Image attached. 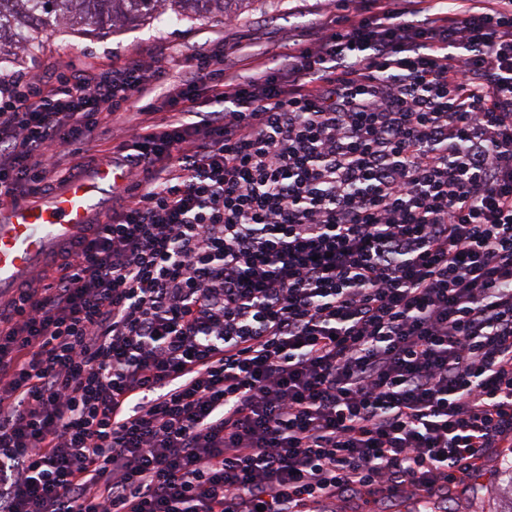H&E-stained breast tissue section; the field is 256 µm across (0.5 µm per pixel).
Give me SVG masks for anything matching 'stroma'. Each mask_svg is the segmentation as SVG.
I'll list each match as a JSON object with an SVG mask.
<instances>
[{"label":"stroma","instance_id":"obj_1","mask_svg":"<svg viewBox=\"0 0 512 512\" xmlns=\"http://www.w3.org/2000/svg\"><path fill=\"white\" fill-rule=\"evenodd\" d=\"M360 0L339 5L337 0H254L246 12L229 18L162 16L117 31L102 30L90 37L46 31L40 52L16 67V74L47 80L56 75L86 70L118 72L127 67L176 55L189 58L207 50L224 57L226 76L245 82L257 76L253 59L226 51L235 42L273 63L288 41L311 43L338 17L354 15ZM512 458L511 448H496L479 471L458 478L451 486L446 507L436 512H500L506 483L501 468Z\"/></svg>","mask_w":512,"mask_h":512}]
</instances>
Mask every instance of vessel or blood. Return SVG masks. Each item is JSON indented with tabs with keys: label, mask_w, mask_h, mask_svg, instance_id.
<instances>
[{
	"label": "vessel or blood",
	"mask_w": 512,
	"mask_h": 512,
	"mask_svg": "<svg viewBox=\"0 0 512 512\" xmlns=\"http://www.w3.org/2000/svg\"><path fill=\"white\" fill-rule=\"evenodd\" d=\"M124 164L98 162L44 200L0 213V299L11 294L103 211V203L127 176Z\"/></svg>",
	"instance_id": "obj_1"
}]
</instances>
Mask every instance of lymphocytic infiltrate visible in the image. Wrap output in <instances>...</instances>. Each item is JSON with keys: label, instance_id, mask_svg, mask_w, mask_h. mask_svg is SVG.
I'll return each mask as SVG.
<instances>
[{"label": "lymphocytic infiltrate", "instance_id": "f902f5d3", "mask_svg": "<svg viewBox=\"0 0 512 512\" xmlns=\"http://www.w3.org/2000/svg\"><path fill=\"white\" fill-rule=\"evenodd\" d=\"M418 2L245 85L201 55L0 92L1 209L166 111L0 305V512H432L512 447V0ZM149 101L144 100L141 102H130L125 105V107L128 109L127 113H124L121 115L122 119L115 121L112 125V132L109 133L106 136H102L103 138H106L107 144L106 147H112L113 145L119 144L120 142L128 139V136L130 134V126L136 121H134L135 118H142L144 116H140L139 113L136 112H142L144 107Z\"/></svg>", "mask_w": 512, "mask_h": 512}]
</instances>
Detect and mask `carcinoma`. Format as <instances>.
I'll use <instances>...</instances> for the list:
<instances>
[{
	"label": "carcinoma",
	"mask_w": 512,
	"mask_h": 512,
	"mask_svg": "<svg viewBox=\"0 0 512 512\" xmlns=\"http://www.w3.org/2000/svg\"><path fill=\"white\" fill-rule=\"evenodd\" d=\"M248 0H0V62L40 48L49 28L120 29L129 23L168 12L190 18L200 14H232Z\"/></svg>",
	"instance_id": "carcinoma-1"
}]
</instances>
